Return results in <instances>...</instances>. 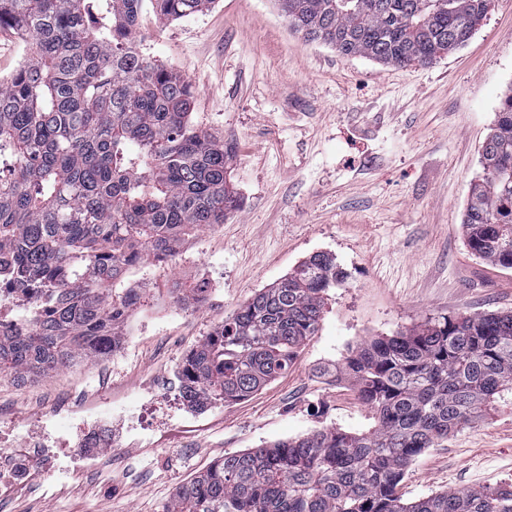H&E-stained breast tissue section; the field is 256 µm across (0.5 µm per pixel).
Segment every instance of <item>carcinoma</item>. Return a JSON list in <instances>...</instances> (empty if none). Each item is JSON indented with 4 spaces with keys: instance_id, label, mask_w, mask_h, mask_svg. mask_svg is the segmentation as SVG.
<instances>
[{
    "instance_id": "cac0c4a2",
    "label": "carcinoma",
    "mask_w": 512,
    "mask_h": 512,
    "mask_svg": "<svg viewBox=\"0 0 512 512\" xmlns=\"http://www.w3.org/2000/svg\"><path fill=\"white\" fill-rule=\"evenodd\" d=\"M143 0H0V29L30 53L0 81V281L24 289L0 323V378L25 382L116 348L140 303L128 272L167 263L239 208L232 147L191 121L187 77L139 50ZM161 20L213 0H153ZM289 28L343 56L429 63L471 38L492 0H274ZM469 188L465 244L512 268V89ZM346 274L326 253L240 305L180 365L197 410L253 393L318 331ZM374 426H327L227 454L163 512H512V483L411 502L413 461L512 393V311L429 318L336 363Z\"/></svg>"
}]
</instances>
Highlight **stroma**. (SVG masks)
<instances>
[{
    "instance_id": "35a3bbf8",
    "label": "stroma",
    "mask_w": 512,
    "mask_h": 512,
    "mask_svg": "<svg viewBox=\"0 0 512 512\" xmlns=\"http://www.w3.org/2000/svg\"><path fill=\"white\" fill-rule=\"evenodd\" d=\"M145 54L184 74L192 120L234 146L241 207L189 237L166 264L137 267L144 300L108 358L32 386L0 381V442L20 446L46 407L124 411L111 452L51 449L0 480L5 512H162L224 455L322 426L368 430L350 382L317 377L362 341L429 317L512 310V269L464 243L461 220L482 145L512 88V0H493L466 45L426 64L382 66L293 33L272 0H216L162 23L140 18ZM346 282L315 336L251 396L203 410L179 395L178 365L226 316L312 254ZM209 278L205 305L167 302ZM512 481V402L420 454L401 492L415 500Z\"/></svg>"
}]
</instances>
